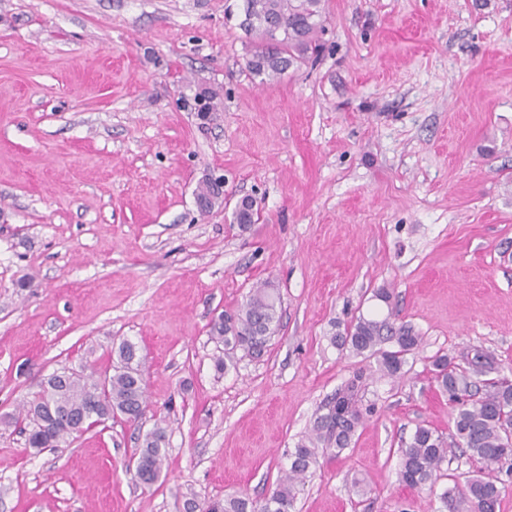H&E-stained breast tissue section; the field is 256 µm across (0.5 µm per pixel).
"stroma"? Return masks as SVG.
<instances>
[{"mask_svg": "<svg viewBox=\"0 0 512 512\" xmlns=\"http://www.w3.org/2000/svg\"><path fill=\"white\" fill-rule=\"evenodd\" d=\"M244 6L0 0V512L262 497L358 372L374 413L318 457L296 512H440L472 469L457 450L412 489L398 450L419 424L452 434L432 356L480 351L512 378V0H326L325 52L275 79L246 67ZM210 176L224 199L204 214ZM267 282L265 355L217 371L211 322ZM392 309L422 338L398 379L331 341ZM124 339L144 416L28 448L22 402ZM159 420L168 463L147 487L131 463Z\"/></svg>", "mask_w": 512, "mask_h": 512, "instance_id": "obj_1", "label": "stroma"}]
</instances>
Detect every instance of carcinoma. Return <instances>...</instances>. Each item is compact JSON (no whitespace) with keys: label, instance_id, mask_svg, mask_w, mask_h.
<instances>
[{"label":"carcinoma","instance_id":"obj_1","mask_svg":"<svg viewBox=\"0 0 512 512\" xmlns=\"http://www.w3.org/2000/svg\"><path fill=\"white\" fill-rule=\"evenodd\" d=\"M247 5L251 13L247 30L255 35L246 62L252 74L273 78L306 64L322 51L325 0H247ZM279 302V293L266 283L253 291L241 313L223 316L212 324V339L224 345L216 369H227L240 351L256 357L266 351L278 321ZM333 342L357 356L374 359L381 372L397 377L404 374L408 356L420 349L422 337L412 326L396 322L390 312L382 319L359 318L336 334ZM135 351V343L123 340L116 365L103 373L69 369L65 382L25 400L28 447H57L73 436L71 420L90 411L106 420L114 412L133 421L140 419L147 400ZM432 367L436 382L452 404V437L457 447L479 464L477 474L464 484L445 489L441 501L448 512H496L504 488L502 461L512 455V385L503 378H487L492 367L489 357L479 351L465 369L455 366L446 355L435 356ZM361 389L362 376L357 375L324 404L308 440L289 454L290 466L263 500L235 492L222 500H189L185 512H295L297 488L317 462L318 451L341 453L363 426L367 412L358 406ZM61 411L70 420L49 422V413ZM166 438V428L157 423L143 440L135 467V478L141 484L151 486L158 481L166 465ZM399 453V479L407 487H431L444 477L448 442L431 428L417 426Z\"/></svg>","mask_w":512,"mask_h":512}]
</instances>
